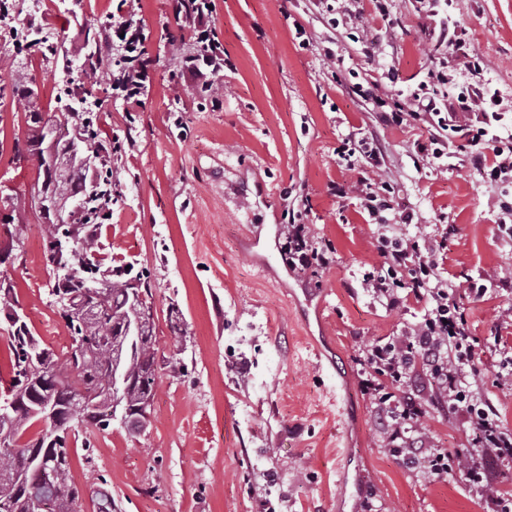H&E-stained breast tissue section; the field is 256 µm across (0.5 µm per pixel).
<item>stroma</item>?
Wrapping results in <instances>:
<instances>
[{
  "label": "stroma",
  "mask_w": 512,
  "mask_h": 512,
  "mask_svg": "<svg viewBox=\"0 0 512 512\" xmlns=\"http://www.w3.org/2000/svg\"><path fill=\"white\" fill-rule=\"evenodd\" d=\"M138 2L16 0L0 27V58L21 65L0 82L34 76L49 118L89 106L120 180L101 256L144 272L156 310L158 387L146 430L83 428L71 443L82 512H93L98 476L117 512H359L365 500L372 512H483L464 471L433 481L385 446L354 356L420 313L412 304L386 311L362 288L383 228L358 192H328L357 180L340 156L347 140L375 135L385 163L365 177L394 186L396 208L415 215L407 233L454 225L439 272L474 339L476 385L512 429V298L492 286L512 279V240L498 228L512 179L491 181L455 148L422 157V126L381 124L354 91L359 83L409 107L432 66L438 18L417 0H385L383 16L366 0L351 18L355 0H213L224 71L204 91L172 54L174 38L183 55L197 49L174 0ZM134 12L146 21L149 65L142 104L128 112L109 71L91 82L80 75L100 32ZM448 21L467 29L478 67L455 61L445 93L497 91L499 133L512 137V0H454ZM28 134L23 105L0 98V205L35 192V169L12 161ZM294 216L332 249L333 266L289 272L277 232ZM44 235L39 212L27 210L6 276L32 331L59 353L70 339L49 294ZM480 283L489 291L477 301ZM173 307L187 329L179 339L168 327Z\"/></svg>",
  "instance_id": "stroma-1"
}]
</instances>
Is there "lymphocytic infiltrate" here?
Wrapping results in <instances>:
<instances>
[{"label": "lymphocytic infiltrate", "instance_id": "lymphocytic-infiltrate-1", "mask_svg": "<svg viewBox=\"0 0 512 512\" xmlns=\"http://www.w3.org/2000/svg\"><path fill=\"white\" fill-rule=\"evenodd\" d=\"M176 3L177 15L192 27L202 50L201 56L185 61L184 66L201 78L203 88H210L211 76L224 69V50L212 28L208 0ZM120 32L127 51L112 74V88L133 111L141 104L140 89L149 63L144 22L129 19ZM438 41L447 48L448 57L429 70L427 81L413 95L414 109L382 113V120L421 123L428 136L416 142L418 153L438 159L457 144L469 150L474 161L488 165L491 179H512V143H502L495 134L500 120L497 93L475 88L451 102L437 92L438 86L448 82L450 61L469 55L466 28L441 30ZM281 234L291 272L331 265L330 253L314 240L308 225L292 221L283 225ZM446 246V240L434 236L379 237L381 261L364 278V287L386 309H399L412 299L421 304L423 315L405 326L400 336L359 350L357 385L374 402L380 432L392 454L433 479L464 466L468 479L482 494L486 512H512V493L498 489L493 476L498 464L512 462V429L503 425L496 408L472 388V338L453 288L438 273L436 253ZM433 410L471 426V450L431 444L422 421Z\"/></svg>", "mask_w": 512, "mask_h": 512}]
</instances>
